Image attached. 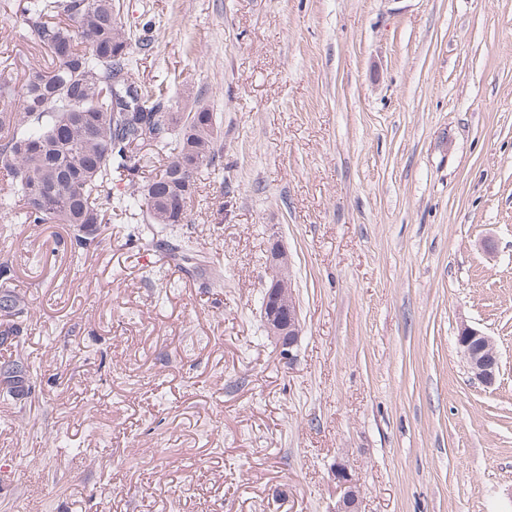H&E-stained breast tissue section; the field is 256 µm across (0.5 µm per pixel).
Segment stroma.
Returning a JSON list of instances; mask_svg holds the SVG:
<instances>
[{
	"label": "stroma",
	"mask_w": 512,
	"mask_h": 512,
	"mask_svg": "<svg viewBox=\"0 0 512 512\" xmlns=\"http://www.w3.org/2000/svg\"><path fill=\"white\" fill-rule=\"evenodd\" d=\"M0 0V59L35 52ZM135 76L223 150L144 264L113 210L78 247L0 210L29 396L0 400V512H512V0H120ZM302 312L264 332L271 237ZM493 340L473 382L460 324ZM458 353L470 378L489 387L500 370V357L492 339L468 325H461L456 337ZM333 476V483L336 486L338 496L336 509L333 512H358L361 497L358 480L342 461H337Z\"/></svg>",
	"instance_id": "35a3bbf8"
}]
</instances>
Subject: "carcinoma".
Segmentation results:
<instances>
[{
    "label": "carcinoma",
    "instance_id": "carcinoma-1",
    "mask_svg": "<svg viewBox=\"0 0 512 512\" xmlns=\"http://www.w3.org/2000/svg\"><path fill=\"white\" fill-rule=\"evenodd\" d=\"M17 13L48 61L27 65L21 84L0 78V168L12 194L0 198L23 224H68L87 247L108 211L143 213L163 228L187 223L198 174L221 151L219 121L206 105L172 111L163 89L135 77L151 40L125 29L114 0H18ZM153 167L146 183L112 199V174ZM23 336L28 312L8 289Z\"/></svg>",
    "mask_w": 512,
    "mask_h": 512
}]
</instances>
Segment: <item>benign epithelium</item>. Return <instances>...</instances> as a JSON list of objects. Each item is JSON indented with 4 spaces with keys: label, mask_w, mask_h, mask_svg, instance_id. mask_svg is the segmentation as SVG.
<instances>
[{
    "label": "benign epithelium",
    "mask_w": 512,
    "mask_h": 512,
    "mask_svg": "<svg viewBox=\"0 0 512 512\" xmlns=\"http://www.w3.org/2000/svg\"><path fill=\"white\" fill-rule=\"evenodd\" d=\"M269 266L271 278L266 285L264 328L279 347L280 354L291 360L292 349L302 331V319L294 294L288 252L277 240L270 247ZM456 341L470 378L486 387L493 385L500 370V357L492 339L463 324ZM333 483L338 496L334 512H359L360 484L340 460L336 461Z\"/></svg>",
    "instance_id": "obj_1"
}]
</instances>
